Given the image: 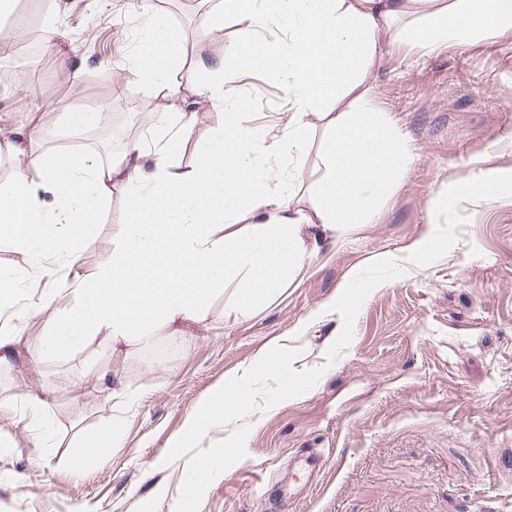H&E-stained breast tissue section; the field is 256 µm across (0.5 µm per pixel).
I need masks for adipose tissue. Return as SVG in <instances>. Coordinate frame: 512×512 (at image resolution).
Listing matches in <instances>:
<instances>
[{"instance_id": "adipose-tissue-1", "label": "adipose tissue", "mask_w": 512, "mask_h": 512, "mask_svg": "<svg viewBox=\"0 0 512 512\" xmlns=\"http://www.w3.org/2000/svg\"><path fill=\"white\" fill-rule=\"evenodd\" d=\"M228 18L246 32L270 24L287 31L244 56L283 82L289 115L281 135L244 125L237 105L224 99L238 74L230 61L242 56L236 44H227L225 61L189 64L182 35L158 24L134 66L140 81L174 104L161 115L162 132H191L197 111L179 105L183 91L225 102L222 122L195 146L191 174L138 142L116 162L82 152L67 163L34 148L35 131L0 134V153L16 161L11 180L0 184V250L31 255L28 265L0 269V307L15 304L35 271L72 281L81 297L57 313L43 356L102 332L129 347L160 329L206 322L210 297L228 281L240 316L274 301L315 255L317 229L341 234L367 223L410 160L389 114L373 103L381 36L393 32L430 51L493 40L512 30V0H222L201 35L222 31ZM315 118L328 131L329 174L303 210L278 186L276 163L282 154L300 155ZM117 190L131 200L125 240L95 278L83 277L74 253Z\"/></svg>"}]
</instances>
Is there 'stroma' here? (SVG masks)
Returning a JSON list of instances; mask_svg holds the SVG:
<instances>
[{"instance_id": "1", "label": "stroma", "mask_w": 512, "mask_h": 512, "mask_svg": "<svg viewBox=\"0 0 512 512\" xmlns=\"http://www.w3.org/2000/svg\"><path fill=\"white\" fill-rule=\"evenodd\" d=\"M57 2L50 42L38 38L43 0H11L0 12V128L40 124L41 150L109 157L111 129L71 136L60 116L103 101L127 114L161 106L134 70L150 22L178 29L194 60L253 43L230 21L199 36V8L184 0ZM77 62L85 72L75 85ZM372 80L412 162L370 221L340 238L325 234L267 307L237 316L228 282L205 323L154 340L176 345L173 355L116 351L100 334L48 359L39 353L55 310L79 300L71 284L57 283L39 314L0 311V330L19 332L16 357L0 366V398L49 392L56 430L43 441L29 419L0 410V512H175L188 460L165 463L168 451L207 397L278 346L300 348L295 370L322 374L305 394L247 417L245 457L211 482L199 512H512V196L485 198L460 184L479 172L512 179V30L434 52L384 42ZM224 95L242 104L245 125L274 131L288 118V99L263 68H249ZM223 116L222 106L201 103L175 170L190 171L194 142ZM326 136L315 121L300 182L291 157L281 161V179L295 183L300 201L327 172ZM129 207L127 194L113 193L77 253L83 276L94 277L122 245ZM383 258L400 260L403 274L371 291L350 345L327 362L343 327L332 304ZM93 367L120 373L129 405L87 381ZM65 376L79 386L59 389ZM116 423L121 443L108 463L78 466L83 429Z\"/></svg>"}]
</instances>
